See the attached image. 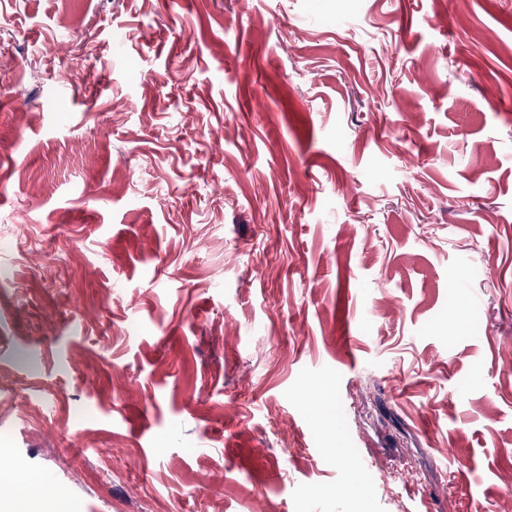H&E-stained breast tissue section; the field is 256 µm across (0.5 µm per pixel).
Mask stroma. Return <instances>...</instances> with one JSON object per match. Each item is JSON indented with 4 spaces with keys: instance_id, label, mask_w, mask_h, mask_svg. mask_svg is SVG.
<instances>
[{
    "instance_id": "stroma-1",
    "label": "stroma",
    "mask_w": 512,
    "mask_h": 512,
    "mask_svg": "<svg viewBox=\"0 0 512 512\" xmlns=\"http://www.w3.org/2000/svg\"><path fill=\"white\" fill-rule=\"evenodd\" d=\"M0 453L74 512H512V0H0ZM299 398L306 406L320 409L327 401V386L319 381L308 382L302 387Z\"/></svg>"
}]
</instances>
